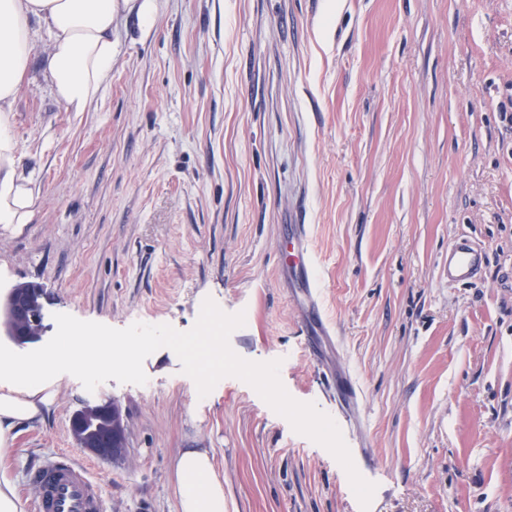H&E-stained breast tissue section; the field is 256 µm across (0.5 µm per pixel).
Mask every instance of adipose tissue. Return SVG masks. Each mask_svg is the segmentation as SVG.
<instances>
[{
  "instance_id": "obj_1",
  "label": "adipose tissue",
  "mask_w": 512,
  "mask_h": 512,
  "mask_svg": "<svg viewBox=\"0 0 512 512\" xmlns=\"http://www.w3.org/2000/svg\"><path fill=\"white\" fill-rule=\"evenodd\" d=\"M118 0H0V224H26L33 217L31 180L18 170V145L9 114L31 60V21L49 34L46 71L52 92L69 112H84L102 95L112 74V17ZM99 337L63 333L51 358L24 362L0 357V454H7L19 425L41 416L57 391L61 367L100 358ZM172 483L179 512H224V479L208 449L185 448Z\"/></svg>"
}]
</instances>
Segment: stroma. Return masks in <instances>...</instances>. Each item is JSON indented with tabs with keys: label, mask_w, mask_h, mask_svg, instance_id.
<instances>
[{
	"label": "stroma",
	"mask_w": 512,
	"mask_h": 512,
	"mask_svg": "<svg viewBox=\"0 0 512 512\" xmlns=\"http://www.w3.org/2000/svg\"><path fill=\"white\" fill-rule=\"evenodd\" d=\"M47 50L33 23L11 132L38 194L30 223L0 224V295L43 288V344L58 313L187 331L205 298L244 312L233 351L281 360L376 491L361 508L332 454L251 386L199 397L163 347L142 386L63 376L0 457L22 501L64 452L109 512H178L173 460L207 448L224 512H512V0H131L85 112L54 98ZM297 222L336 338L317 358L284 249ZM459 234L488 263L452 288ZM344 372L350 407L330 389ZM112 402L127 448L103 460L69 418Z\"/></svg>",
	"instance_id": "stroma-1"
}]
</instances>
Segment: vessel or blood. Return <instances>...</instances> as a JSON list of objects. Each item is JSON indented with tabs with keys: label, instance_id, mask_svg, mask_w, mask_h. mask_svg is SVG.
I'll use <instances>...</instances> for the list:
<instances>
[{
	"label": "vessel or blood",
	"instance_id": "b4317fda",
	"mask_svg": "<svg viewBox=\"0 0 512 512\" xmlns=\"http://www.w3.org/2000/svg\"><path fill=\"white\" fill-rule=\"evenodd\" d=\"M293 264L300 273L302 294L311 311H318V288L311 262L305 261L306 227L295 224L288 236ZM488 257L483 248L464 236L448 244V281L472 285L481 280ZM35 488L34 512H105L101 485L87 462L59 453L45 458L29 475Z\"/></svg>",
	"mask_w": 512,
	"mask_h": 512
}]
</instances>
